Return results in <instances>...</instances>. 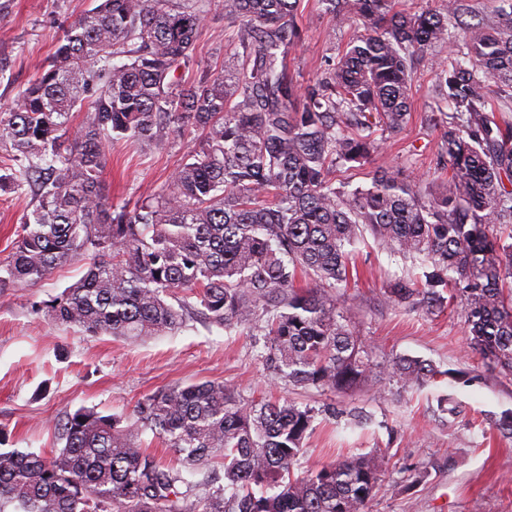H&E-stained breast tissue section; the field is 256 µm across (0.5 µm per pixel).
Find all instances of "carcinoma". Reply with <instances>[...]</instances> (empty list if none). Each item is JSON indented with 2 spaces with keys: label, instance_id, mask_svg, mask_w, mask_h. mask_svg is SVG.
Instances as JSON below:
<instances>
[{
  "label": "carcinoma",
  "instance_id": "1",
  "mask_svg": "<svg viewBox=\"0 0 512 512\" xmlns=\"http://www.w3.org/2000/svg\"><path fill=\"white\" fill-rule=\"evenodd\" d=\"M302 2L224 0L235 67L191 84L180 68L206 0H97L76 19L18 103L0 109V190L38 197L0 264V290L76 264L81 277L35 303L53 323L142 340L197 311L227 333L263 337L269 369L292 385L423 387L439 374L433 364L378 366L352 307L336 301L352 276L348 247L368 231L428 268L418 287L390 284L389 301L433 314L460 298L472 350L511 375L512 124L499 112L512 99V0H498L492 26L463 21L465 0L414 11L315 0L352 34L301 96L286 59L302 39ZM436 47L448 49L432 66L444 177L428 192L395 166L366 187L336 183L406 125L418 66ZM187 125L200 139L167 185L132 209L113 206L102 181L109 145L160 146ZM300 276L311 284L298 286ZM321 411L332 408L245 401L218 382L145 395L132 424L67 411L54 426L61 447L0 452V512H366L382 449L294 476ZM146 430L181 467L148 451ZM218 457L217 487L195 492L182 469Z\"/></svg>",
  "mask_w": 512,
  "mask_h": 512
}]
</instances>
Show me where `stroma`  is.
I'll return each mask as SVG.
<instances>
[{
  "instance_id": "stroma-1",
  "label": "stroma",
  "mask_w": 512,
  "mask_h": 512,
  "mask_svg": "<svg viewBox=\"0 0 512 512\" xmlns=\"http://www.w3.org/2000/svg\"><path fill=\"white\" fill-rule=\"evenodd\" d=\"M93 5L0 0V107L18 103L63 29ZM297 23L302 40L288 68L303 90L347 35L329 37L331 19L308 2ZM225 25L224 0H210L186 78L231 65ZM432 81L429 63H422L404 129L388 137L368 167L344 172L343 180L362 185L369 170L387 166L426 183L438 175L444 160ZM197 141L190 128L181 139L151 150L131 141L114 143L103 174L113 205L131 207L158 193ZM33 202L30 194L0 192V261L7 260L14 230ZM352 252L359 275L346 292L360 299V334L378 360L408 355L434 364L444 372L437 382L412 390L369 381L336 394L294 387L269 371L251 331L228 334L194 314L178 332L144 341L89 336L50 322L32 307L82 274L81 268L65 267L35 286L0 291V451L50 452L57 446L56 420L81 406L128 415L142 396L163 387L221 382L246 400L270 392L303 405L335 407V416H317L301 467L383 449L385 475L367 512H512V434L496 426L512 410V377L472 352L459 300L436 315L388 302L390 281L417 278L421 268L368 234Z\"/></svg>"
}]
</instances>
